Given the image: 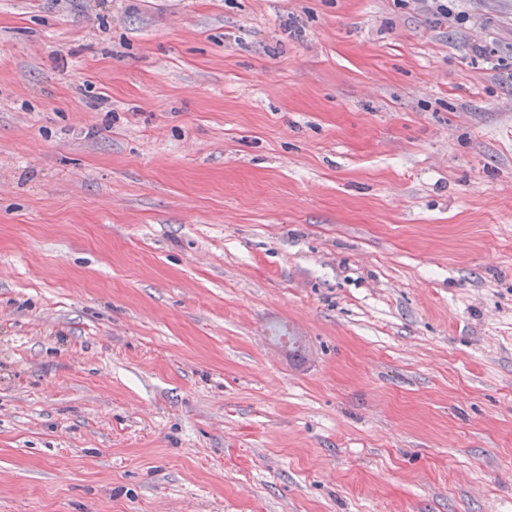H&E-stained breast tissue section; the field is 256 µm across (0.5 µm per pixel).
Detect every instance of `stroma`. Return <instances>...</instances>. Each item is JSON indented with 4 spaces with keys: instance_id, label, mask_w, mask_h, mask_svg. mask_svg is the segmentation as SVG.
<instances>
[{
    "instance_id": "35a3bbf8",
    "label": "stroma",
    "mask_w": 512,
    "mask_h": 512,
    "mask_svg": "<svg viewBox=\"0 0 512 512\" xmlns=\"http://www.w3.org/2000/svg\"><path fill=\"white\" fill-rule=\"evenodd\" d=\"M452 8L0 0V512H512V0Z\"/></svg>"
}]
</instances>
